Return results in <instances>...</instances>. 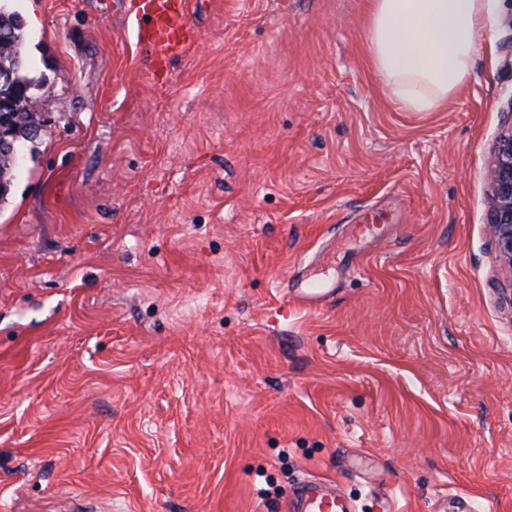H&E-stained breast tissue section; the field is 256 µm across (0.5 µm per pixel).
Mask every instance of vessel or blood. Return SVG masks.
I'll list each match as a JSON object with an SVG mask.
<instances>
[{"instance_id":"vessel-or-blood-1","label":"vessel or blood","mask_w":512,"mask_h":512,"mask_svg":"<svg viewBox=\"0 0 512 512\" xmlns=\"http://www.w3.org/2000/svg\"><path fill=\"white\" fill-rule=\"evenodd\" d=\"M190 0H135L123 15L125 28L146 46L155 63L162 64L185 53L192 44ZM325 284L308 281L295 290L306 307H317L327 296ZM289 512H352L351 504L315 480L301 483L288 505Z\"/></svg>"}]
</instances>
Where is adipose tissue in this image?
<instances>
[{
	"instance_id": "1",
	"label": "adipose tissue",
	"mask_w": 512,
	"mask_h": 512,
	"mask_svg": "<svg viewBox=\"0 0 512 512\" xmlns=\"http://www.w3.org/2000/svg\"><path fill=\"white\" fill-rule=\"evenodd\" d=\"M496 0H371L368 51L388 97L408 112L446 107L472 76Z\"/></svg>"
}]
</instances>
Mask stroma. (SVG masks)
<instances>
[{"label": "stroma", "instance_id": "1", "mask_svg": "<svg viewBox=\"0 0 512 512\" xmlns=\"http://www.w3.org/2000/svg\"><path fill=\"white\" fill-rule=\"evenodd\" d=\"M130 2L8 0L44 126L0 202V512H286L306 479L512 512V0L437 112L388 98L368 0H195L160 69ZM493 201L488 224L500 261L503 299L512 308V117L496 139L490 178ZM328 287L320 282L307 281L294 289L297 299L306 307H317L328 295Z\"/></svg>", "mask_w": 512, "mask_h": 512}]
</instances>
